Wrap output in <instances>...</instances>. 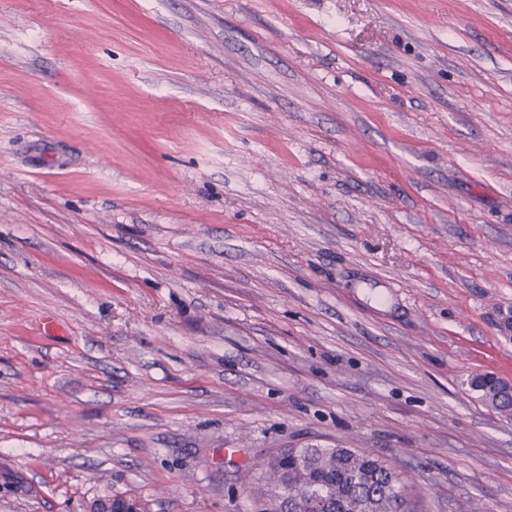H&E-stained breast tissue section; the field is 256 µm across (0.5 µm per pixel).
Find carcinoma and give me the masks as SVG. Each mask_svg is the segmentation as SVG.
Segmentation results:
<instances>
[{"mask_svg": "<svg viewBox=\"0 0 512 512\" xmlns=\"http://www.w3.org/2000/svg\"><path fill=\"white\" fill-rule=\"evenodd\" d=\"M479 398L501 414L512 415V391L470 380ZM256 498L271 512H419L404 494L397 467L362 448H290L265 461L252 483Z\"/></svg>", "mask_w": 512, "mask_h": 512, "instance_id": "cac0c4a2", "label": "carcinoma"}]
</instances>
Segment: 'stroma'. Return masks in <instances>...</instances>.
Returning a JSON list of instances; mask_svg holds the SVG:
<instances>
[{
  "instance_id": "obj_1",
  "label": "stroma",
  "mask_w": 512,
  "mask_h": 512,
  "mask_svg": "<svg viewBox=\"0 0 512 512\" xmlns=\"http://www.w3.org/2000/svg\"><path fill=\"white\" fill-rule=\"evenodd\" d=\"M508 307L512 0H0V512H512ZM493 379L487 376H475L470 380L473 391L478 393L479 398L488 401L493 409L500 414L512 415V391L490 385ZM271 512H417L397 467L362 448L273 452L252 483Z\"/></svg>"
}]
</instances>
